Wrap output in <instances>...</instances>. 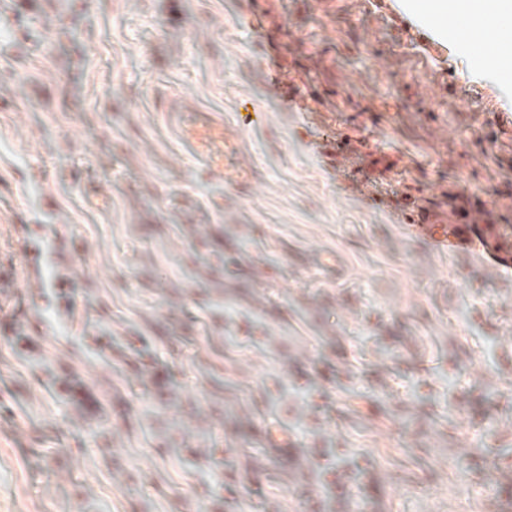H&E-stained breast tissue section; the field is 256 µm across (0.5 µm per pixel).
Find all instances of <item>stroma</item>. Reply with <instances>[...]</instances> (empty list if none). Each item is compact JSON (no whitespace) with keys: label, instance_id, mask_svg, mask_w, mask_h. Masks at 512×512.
<instances>
[{"label":"stroma","instance_id":"stroma-1","mask_svg":"<svg viewBox=\"0 0 512 512\" xmlns=\"http://www.w3.org/2000/svg\"><path fill=\"white\" fill-rule=\"evenodd\" d=\"M465 21L0 0V512H512V273L407 227L512 236ZM223 140L224 129L218 126L206 128L200 138L203 143L201 155L206 162L212 163L213 175L219 178L224 176V165L219 162L223 152L218 149L219 143ZM455 223L456 221L453 215L448 212V217L444 219L439 215L429 214L427 218L422 221V224L409 225L416 227L433 239L445 242L448 249V243H454L466 237V233L460 229L464 227V224Z\"/></svg>","mask_w":512,"mask_h":512}]
</instances>
